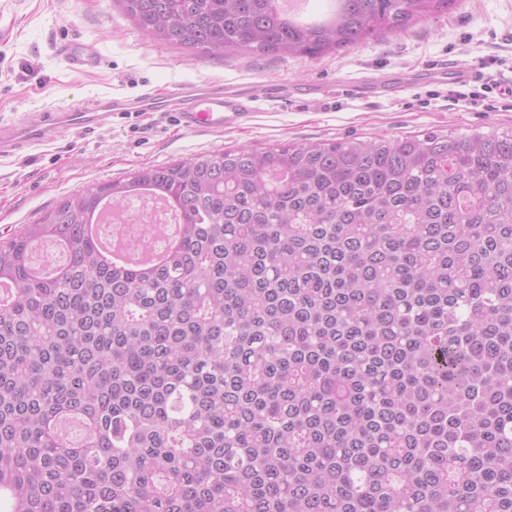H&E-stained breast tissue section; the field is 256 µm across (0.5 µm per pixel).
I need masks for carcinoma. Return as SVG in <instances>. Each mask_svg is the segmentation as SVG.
Instances as JSON below:
<instances>
[{
    "instance_id": "obj_1",
    "label": "carcinoma",
    "mask_w": 512,
    "mask_h": 512,
    "mask_svg": "<svg viewBox=\"0 0 512 512\" xmlns=\"http://www.w3.org/2000/svg\"><path fill=\"white\" fill-rule=\"evenodd\" d=\"M117 2L154 41L314 59L457 0ZM138 194L175 240L111 262L85 225ZM0 512H512V130L212 152L24 225Z\"/></svg>"
}]
</instances>
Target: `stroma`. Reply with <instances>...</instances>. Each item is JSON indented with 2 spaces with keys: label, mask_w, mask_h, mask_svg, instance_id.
<instances>
[{
  "label": "stroma",
  "mask_w": 512,
  "mask_h": 512,
  "mask_svg": "<svg viewBox=\"0 0 512 512\" xmlns=\"http://www.w3.org/2000/svg\"><path fill=\"white\" fill-rule=\"evenodd\" d=\"M76 39L97 49L101 65L91 73L73 72L60 54ZM476 64L491 87L480 105L454 99L449 87L421 83L430 68ZM363 75L397 78L412 88L365 100L340 95V84ZM216 80L285 83L295 94L288 104L263 108L241 128L186 132L160 112L117 116L110 126L64 129L18 156L0 157V241L89 186L200 153L510 130L512 0H457L447 11L316 59L281 53L221 57L159 45L123 16L117 0H0V122H22L48 105Z\"/></svg>",
  "instance_id": "stroma-1"
}]
</instances>
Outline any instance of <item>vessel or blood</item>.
<instances>
[{
	"label": "vessel or blood",
	"mask_w": 512,
	"mask_h": 512,
	"mask_svg": "<svg viewBox=\"0 0 512 512\" xmlns=\"http://www.w3.org/2000/svg\"><path fill=\"white\" fill-rule=\"evenodd\" d=\"M70 69L86 72L96 68L99 56L90 43L71 42L64 51ZM276 97L258 86L245 87L233 82L210 81L187 84L166 98L145 92L134 96H115L67 108L49 107L28 113L24 123H0V157L14 154L23 143L53 139L64 128H101L122 112H163L171 114L183 130L223 131L248 122L263 105Z\"/></svg>",
	"instance_id": "vessel-or-blood-1"
}]
</instances>
